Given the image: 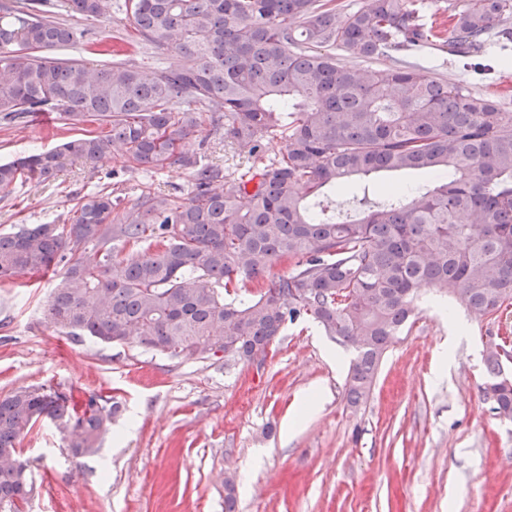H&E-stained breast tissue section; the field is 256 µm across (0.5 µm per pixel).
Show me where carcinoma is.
I'll list each match as a JSON object with an SVG mask.
<instances>
[{"label":"carcinoma","instance_id":"1","mask_svg":"<svg viewBox=\"0 0 512 512\" xmlns=\"http://www.w3.org/2000/svg\"><path fill=\"white\" fill-rule=\"evenodd\" d=\"M69 16L118 20L128 39L91 43L98 67L46 52L84 32L54 0H0V117L51 111L97 129L57 148L0 163V188L53 180L69 163L122 164L126 173L172 166L191 191L123 190L85 196L61 224L0 232V281L37 277L63 262L48 322L69 337L137 343L168 358L250 365L301 319L356 351L350 408L365 403L395 338L411 328L424 289L492 320L512 303V113L403 62L356 61L448 48L477 61L490 33L511 35L512 0H464L448 41L404 0H368L353 12L333 0H66ZM176 67L141 70L153 47ZM253 159L243 171L207 160L204 127ZM273 139L281 153L265 158ZM198 148L189 149L192 141ZM417 172L424 183L363 185L336 210L355 176ZM129 248L138 256L125 257ZM280 261L291 271L267 277ZM255 282L247 297L230 290ZM483 391L512 418V374L485 350ZM115 406L77 403L44 386L0 397V512H24L35 492L20 444L40 416L68 429L70 452L93 454Z\"/></svg>","mask_w":512,"mask_h":512}]
</instances>
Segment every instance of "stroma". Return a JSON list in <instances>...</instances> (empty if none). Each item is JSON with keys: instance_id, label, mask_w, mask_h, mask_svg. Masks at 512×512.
<instances>
[{"instance_id": "stroma-1", "label": "stroma", "mask_w": 512, "mask_h": 512, "mask_svg": "<svg viewBox=\"0 0 512 512\" xmlns=\"http://www.w3.org/2000/svg\"><path fill=\"white\" fill-rule=\"evenodd\" d=\"M420 73L468 87L512 112V63L463 67L427 49ZM85 127L55 120L0 121V162L47 151ZM112 164L67 166L54 180L0 188V232L59 224L112 178ZM141 191L188 193V170L137 174ZM0 282V396L44 386L119 410L98 453L75 458L69 435L40 418L24 438L36 492L29 512H224L233 480L237 512H512V421L498 419L481 387L485 343L512 336V305L492 321L467 316L430 292L408 334L386 353L367 403L347 406L353 353L311 321L287 326L260 364L171 359L135 342L74 341L45 310L61 275ZM322 398L293 431L287 417Z\"/></svg>"}]
</instances>
